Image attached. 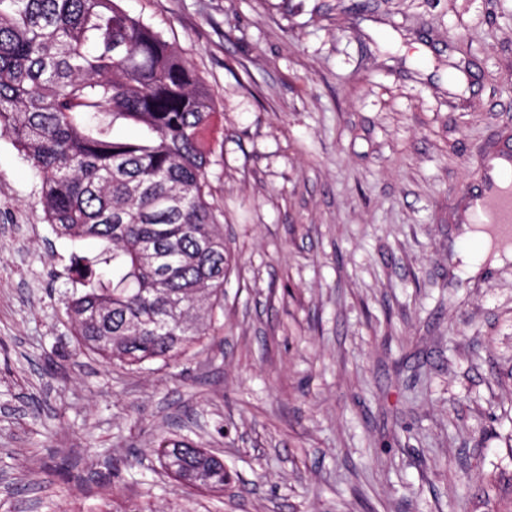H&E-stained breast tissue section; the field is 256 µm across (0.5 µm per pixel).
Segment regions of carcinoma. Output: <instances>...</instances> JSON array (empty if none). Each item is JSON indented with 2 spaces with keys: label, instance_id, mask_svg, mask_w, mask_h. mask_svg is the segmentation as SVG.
<instances>
[{
  "label": "carcinoma",
  "instance_id": "obj_1",
  "mask_svg": "<svg viewBox=\"0 0 512 512\" xmlns=\"http://www.w3.org/2000/svg\"><path fill=\"white\" fill-rule=\"evenodd\" d=\"M216 102L189 61L121 0H0V129L40 179L55 233L98 248L72 261L66 309L106 361H166L210 335L228 260L209 166ZM144 134L121 139L118 123ZM149 243L163 248L146 260ZM178 482L221 492L212 452L162 439Z\"/></svg>",
  "mask_w": 512,
  "mask_h": 512
}]
</instances>
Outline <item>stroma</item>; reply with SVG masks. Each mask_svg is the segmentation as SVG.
<instances>
[{
    "mask_svg": "<svg viewBox=\"0 0 512 512\" xmlns=\"http://www.w3.org/2000/svg\"><path fill=\"white\" fill-rule=\"evenodd\" d=\"M217 102L216 333L82 349L73 255L0 134V512H512V262L464 195L512 147V0H123ZM221 456L191 494L150 449Z\"/></svg>",
    "mask_w": 512,
    "mask_h": 512,
    "instance_id": "stroma-1",
    "label": "stroma"
}]
</instances>
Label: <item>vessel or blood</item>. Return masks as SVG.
<instances>
[{
    "instance_id": "vessel-or-blood-1",
    "label": "vessel or blood",
    "mask_w": 512,
    "mask_h": 512,
    "mask_svg": "<svg viewBox=\"0 0 512 512\" xmlns=\"http://www.w3.org/2000/svg\"><path fill=\"white\" fill-rule=\"evenodd\" d=\"M466 221L494 225L512 237V153L489 157L478 189L465 195Z\"/></svg>"
}]
</instances>
